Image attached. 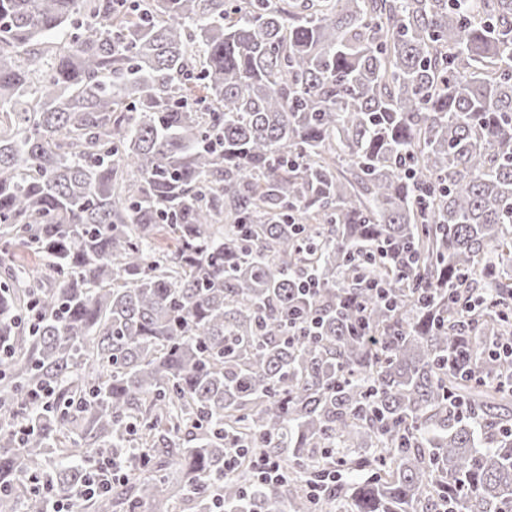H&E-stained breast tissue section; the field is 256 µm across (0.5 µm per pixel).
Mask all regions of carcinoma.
<instances>
[{
	"label": "carcinoma",
	"instance_id": "cac0c4a2",
	"mask_svg": "<svg viewBox=\"0 0 512 512\" xmlns=\"http://www.w3.org/2000/svg\"><path fill=\"white\" fill-rule=\"evenodd\" d=\"M0 266V512H512V0H0ZM120 466L116 460H112V451H106L94 471L78 491V495L92 497L96 493L108 490L112 482L120 479Z\"/></svg>",
	"mask_w": 512,
	"mask_h": 512
}]
</instances>
